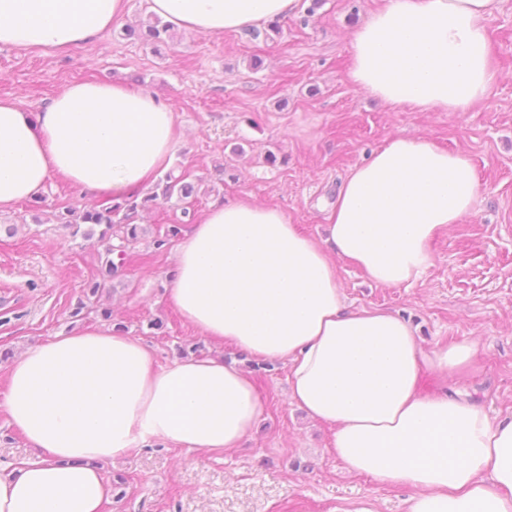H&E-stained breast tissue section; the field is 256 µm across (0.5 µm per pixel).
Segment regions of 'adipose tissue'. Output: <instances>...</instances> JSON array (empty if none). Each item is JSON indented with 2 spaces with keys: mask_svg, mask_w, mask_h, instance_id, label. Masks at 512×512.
I'll list each match as a JSON object with an SVG mask.
<instances>
[{
  "mask_svg": "<svg viewBox=\"0 0 512 512\" xmlns=\"http://www.w3.org/2000/svg\"><path fill=\"white\" fill-rule=\"evenodd\" d=\"M180 29L220 35L293 15L301 0H148ZM129 0H0V49L63 51L95 42ZM501 0H386L352 34L355 88L418 112H466L496 81L488 22ZM175 119L153 94L117 82L64 87L41 111L0 99V213L50 177L120 198L168 168ZM471 159L396 134L341 185L327 238L275 207L215 203L180 240L168 304L199 335L288 365V398L334 429L345 468L407 485L405 512H512V416L460 390L425 394L422 373L456 379L478 342L423 348L404 319L345 305L337 259L393 288L419 279L431 244L473 209ZM0 412L38 452L0 474V512H102V462L163 445L226 451L264 406L244 370L220 358L159 366L116 327L61 334L7 368Z\"/></svg>",
  "mask_w": 512,
  "mask_h": 512,
  "instance_id": "obj_1",
  "label": "adipose tissue"
}]
</instances>
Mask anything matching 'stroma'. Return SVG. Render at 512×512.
Returning <instances> with one entry per match:
<instances>
[{"mask_svg":"<svg viewBox=\"0 0 512 512\" xmlns=\"http://www.w3.org/2000/svg\"><path fill=\"white\" fill-rule=\"evenodd\" d=\"M386 0H322L307 17L221 35L172 29V42L127 36L152 20L130 0L123 24L64 53L0 50V98L37 112L74 82L119 81L160 97L176 116L170 168L196 189L161 199L133 219L138 238L100 280L98 238L73 235L66 209L111 205L59 178L0 214V394L11 360L62 333L115 325L136 336L159 365L219 356L254 380L265 410L240 447L203 453L154 446L103 463L113 486L104 512H344L369 500L375 512H404L409 486L382 487L345 470L331 427L288 400V367L248 358L233 344L199 336L169 306L163 277L174 244L217 200L285 211L310 237L324 236L327 211L350 170L400 132L468 154L479 194L473 212L431 245L432 263L394 288L368 282L337 260L347 305L401 316L426 348L475 339L479 370L467 383L494 415H512V0L489 23L499 78L467 112L392 107L355 89L351 33ZM164 247H156V240Z\"/></svg>","mask_w":512,"mask_h":512,"instance_id":"35a3bbf8","label":"stroma"}]
</instances>
